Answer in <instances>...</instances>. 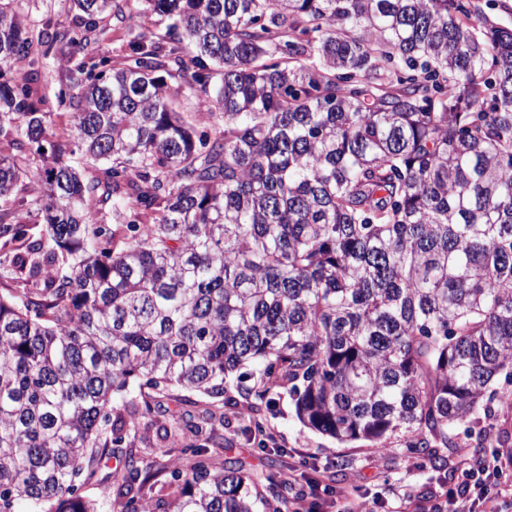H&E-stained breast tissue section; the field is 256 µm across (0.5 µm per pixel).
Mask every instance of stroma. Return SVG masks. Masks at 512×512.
<instances>
[{
  "instance_id": "obj_1",
  "label": "stroma",
  "mask_w": 512,
  "mask_h": 512,
  "mask_svg": "<svg viewBox=\"0 0 512 512\" xmlns=\"http://www.w3.org/2000/svg\"><path fill=\"white\" fill-rule=\"evenodd\" d=\"M20 6L34 34L47 26L65 31L76 24L72 0H21ZM108 26L107 34L92 43L90 55L117 67L130 53L129 23L121 17L111 19ZM67 74L64 63L52 58L39 70L42 109L54 141H67L72 135L70 110L58 101ZM493 388L496 396L488 412L458 424L448 446L439 448L434 463L410 452L409 438L400 431L387 434L378 443L339 444L304 426L287 393L273 394L270 403L257 405L240 393L231 377L218 397L172 390L158 410L143 419L128 450L159 467H189L191 458L183 453L186 437L176 433L163 437L160 428L172 425L178 417L201 422L205 409L217 407L224 412V423L215 426V441L208 446L215 464L235 461L259 479L270 473H289L299 487L312 475L322 484L375 503L378 512H432L433 505L445 502L456 488L471 457L479 455L490 464L503 465V478L512 484V409L498 401L499 395L512 392V380H497ZM406 489L412 490L413 497L405 503L401 494Z\"/></svg>"
}]
</instances>
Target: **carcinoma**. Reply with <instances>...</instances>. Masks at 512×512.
Instances as JSON below:
<instances>
[{
	"label": "carcinoma",
	"instance_id": "cac0c4a2",
	"mask_svg": "<svg viewBox=\"0 0 512 512\" xmlns=\"http://www.w3.org/2000/svg\"><path fill=\"white\" fill-rule=\"evenodd\" d=\"M145 2L178 36L102 69L86 51L119 0L36 36L0 0V251L39 277L0 294V512H97L77 479L102 456L124 459L113 512H288L290 483L213 467L191 422L187 471L123 451L157 397L229 375L340 443L402 431L434 458L512 376V27L472 0ZM50 56L78 59L90 169L48 139ZM187 92L224 124L196 131Z\"/></svg>",
	"mask_w": 512,
	"mask_h": 512
}]
</instances>
